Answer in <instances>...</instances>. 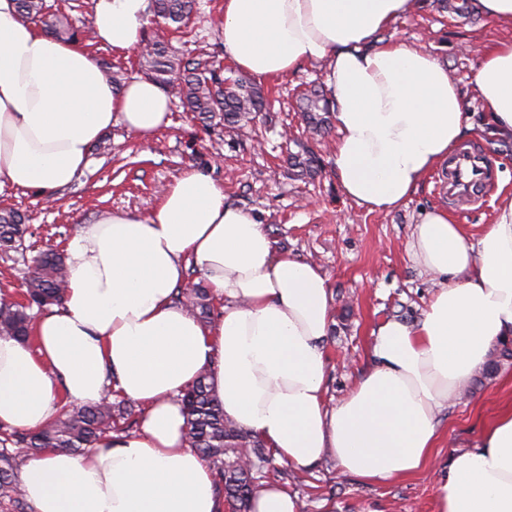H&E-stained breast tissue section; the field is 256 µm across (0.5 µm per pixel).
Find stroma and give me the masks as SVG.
Here are the masks:
<instances>
[{
    "mask_svg": "<svg viewBox=\"0 0 512 512\" xmlns=\"http://www.w3.org/2000/svg\"><path fill=\"white\" fill-rule=\"evenodd\" d=\"M52 13L64 18L82 44L100 62L111 63L125 79L141 76L138 50L115 56L96 41L91 16L93 0H46ZM457 0H415L412 9L381 34L382 40L423 48L440 59L469 102L475 127L463 146L474 148L495 165L494 182L512 191V140L482 132V106L473 83V66L485 44L512 35V28L479 13L455 11ZM223 0H197L193 21L178 31L147 26V37L168 40L181 57L207 59L228 70L217 29ZM322 68L304 65L285 76L262 82L268 99L255 129L240 135L224 126L208 127L173 106L171 123L144 143L120 122L92 148L84 173L61 190L56 204H47L33 190L0 186V208L20 211L28 232L21 245L0 254V294L21 298L34 259L48 249L64 250L76 229L104 212L150 214L165 186L182 170L195 166L211 171L232 203L260 214L279 250L316 264L333 294L332 318L325 338L329 364L326 404L335 406L353 388L370 364L372 333L384 321L421 320L434 288L429 275L411 260L408 249L414 224L423 210L446 209L455 223L478 236L488 224L492 195L475 203H450L442 187L445 170L427 176L405 206L390 213H369L348 201L331 169L307 180L293 179L286 159L308 148L330 159L335 135L315 137L305 130L297 108L298 95L325 87ZM512 402V359L500 360L493 373L478 370L466 391L454 394L440 411L443 437L439 464L477 438L484 426ZM277 482L295 494L302 512H433L437 483L431 473L388 484H369L339 473L332 459L315 469L297 470L272 460Z\"/></svg>",
    "mask_w": 512,
    "mask_h": 512,
    "instance_id": "obj_1",
    "label": "stroma"
}]
</instances>
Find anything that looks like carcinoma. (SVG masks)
Masks as SVG:
<instances>
[{
	"instance_id": "obj_1",
	"label": "carcinoma",
	"mask_w": 512,
	"mask_h": 512,
	"mask_svg": "<svg viewBox=\"0 0 512 512\" xmlns=\"http://www.w3.org/2000/svg\"><path fill=\"white\" fill-rule=\"evenodd\" d=\"M152 20H161L173 29L188 24L195 0H151ZM18 15L23 19L39 20L46 33L59 37L62 31L49 14L46 0H16ZM141 64L147 75L163 88L177 89L183 108L194 112L204 123L219 119L224 126L241 130L256 115L267 110L268 102L260 88L242 75L223 76L200 59L184 60L171 45L162 40L152 41L141 52ZM307 127L316 134L330 128L331 112L318 90H308L299 98ZM292 176L305 179L322 168L319 157L309 151L292 153L288 157ZM25 216L12 208L0 209V252L16 249L26 233ZM67 269L61 254L54 250L41 253L27 280L24 300H0V337L34 341L31 335L36 313L61 304ZM175 300L197 318L208 323L213 319L215 296L200 284L190 289L180 288ZM182 404L186 417L185 439L209 464L214 489L223 496L234 512H249L250 499L258 489L260 468L268 461L270 449L262 440L237 426L224 414V408L214 393L211 372L203 370L184 391ZM128 400L100 402L67 409L49 425L33 432H13L0 438V500L13 504L17 512H30L17 477L20 455L11 448L38 452L54 448L67 453H84L95 447L108 432H126L132 416Z\"/></svg>"
}]
</instances>
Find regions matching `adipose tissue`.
<instances>
[{
    "label": "adipose tissue",
    "instance_id": "1",
    "mask_svg": "<svg viewBox=\"0 0 512 512\" xmlns=\"http://www.w3.org/2000/svg\"><path fill=\"white\" fill-rule=\"evenodd\" d=\"M408 2L224 0L219 34L240 70L269 80L322 64L332 169L370 213L406 205L474 128L436 56L381 40ZM149 5L95 0L97 40L131 51ZM473 83L490 134L512 135V38L480 50ZM171 108L147 78L113 92L78 41L45 35L19 18L15 0H0V185L55 200L113 120L147 141ZM409 254L437 279L422 320L380 324L371 369L330 408L326 278L279 252L259 215L229 203L208 171H181L150 214L112 211L81 225L67 245L62 304L35 320L33 342L0 338V424L34 431L62 405L111 390L144 417L138 432L107 433L88 454L26 457L27 500L35 512H222L209 465L183 441L180 395L206 368L225 415L293 467L330 457L371 483L427 471L438 407L512 338V195L474 243L446 211H425ZM192 267L224 300L206 325L173 298ZM434 512H512V409L449 457Z\"/></svg>",
    "mask_w": 512,
    "mask_h": 512
}]
</instances>
